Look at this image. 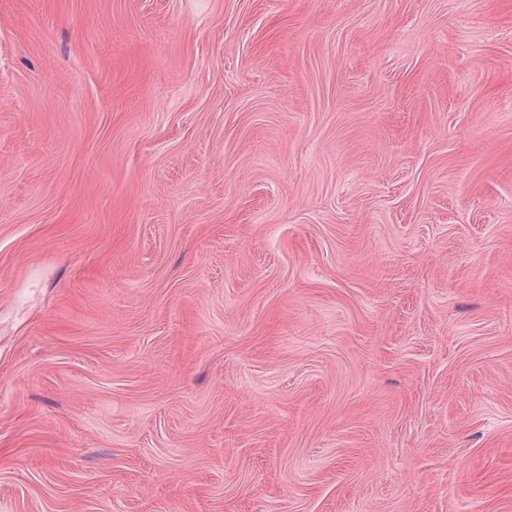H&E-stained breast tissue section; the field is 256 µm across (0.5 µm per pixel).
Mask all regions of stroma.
Masks as SVG:
<instances>
[{"label": "stroma", "instance_id": "obj_1", "mask_svg": "<svg viewBox=\"0 0 512 512\" xmlns=\"http://www.w3.org/2000/svg\"><path fill=\"white\" fill-rule=\"evenodd\" d=\"M0 512H512V0H0Z\"/></svg>", "mask_w": 512, "mask_h": 512}]
</instances>
